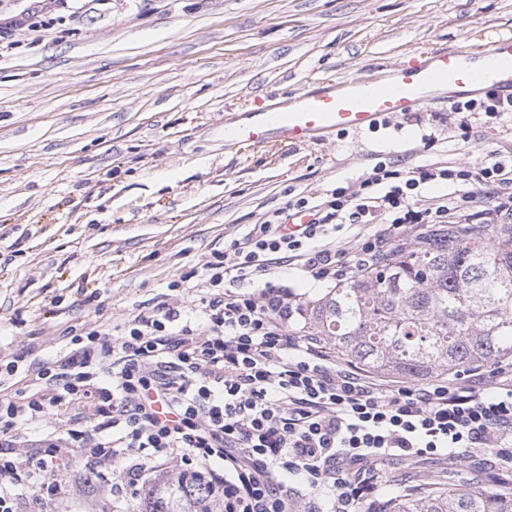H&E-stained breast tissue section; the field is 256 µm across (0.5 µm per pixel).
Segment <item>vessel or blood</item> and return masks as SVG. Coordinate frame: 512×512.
Wrapping results in <instances>:
<instances>
[{"instance_id":"vessel-or-blood-1","label":"vessel or blood","mask_w":512,"mask_h":512,"mask_svg":"<svg viewBox=\"0 0 512 512\" xmlns=\"http://www.w3.org/2000/svg\"><path fill=\"white\" fill-rule=\"evenodd\" d=\"M489 90L512 94V36L490 46L432 51L382 75L322 83L317 89L248 113L224 129L231 144L292 145L345 131H361L380 120L413 111L453 93Z\"/></svg>"}]
</instances>
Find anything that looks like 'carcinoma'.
I'll return each instance as SVG.
<instances>
[{
	"label": "carcinoma",
	"mask_w": 512,
	"mask_h": 512,
	"mask_svg": "<svg viewBox=\"0 0 512 512\" xmlns=\"http://www.w3.org/2000/svg\"><path fill=\"white\" fill-rule=\"evenodd\" d=\"M303 332L365 370L415 380L512 358V224L425 228L304 308ZM389 512H512L484 485L396 492ZM136 512H224L205 479L159 471Z\"/></svg>",
	"instance_id": "1"
}]
</instances>
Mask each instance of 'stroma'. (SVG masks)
Returning a JSON list of instances; mask_svg holds the SVG:
<instances>
[{"label":"stroma","instance_id":"35a3bbf8","mask_svg":"<svg viewBox=\"0 0 512 512\" xmlns=\"http://www.w3.org/2000/svg\"><path fill=\"white\" fill-rule=\"evenodd\" d=\"M512 36V0H72L7 26L0 55V359L45 337L186 307L205 268L290 200L400 168L512 156V121L451 101L304 145L229 146L224 127L319 82ZM183 285L171 289L174 280ZM429 483L512 490L491 452L389 461L378 500Z\"/></svg>","mask_w":512,"mask_h":512}]
</instances>
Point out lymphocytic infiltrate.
<instances>
[{"mask_svg":"<svg viewBox=\"0 0 512 512\" xmlns=\"http://www.w3.org/2000/svg\"><path fill=\"white\" fill-rule=\"evenodd\" d=\"M428 184L447 191L423 208ZM296 211L309 222L291 223ZM452 214L512 217V159L377 163L355 188L298 198L233 239L190 308L163 301L63 345L45 338L52 357L20 388L18 360L1 363L0 512H19L25 485L69 497L84 468L134 494L147 467L176 462L223 491L224 512H298L310 490L331 493L329 512H358L392 458L488 448L512 465V367L476 365L464 384L373 378L294 331L305 302L273 280L287 259L343 282ZM366 224L352 251L337 248L341 227ZM75 408L83 418H70ZM41 417L51 423L31 439L26 425Z\"/></svg>","mask_w":512,"mask_h":512,"instance_id":"obj_1","label":"lymphocytic infiltrate"}]
</instances>
